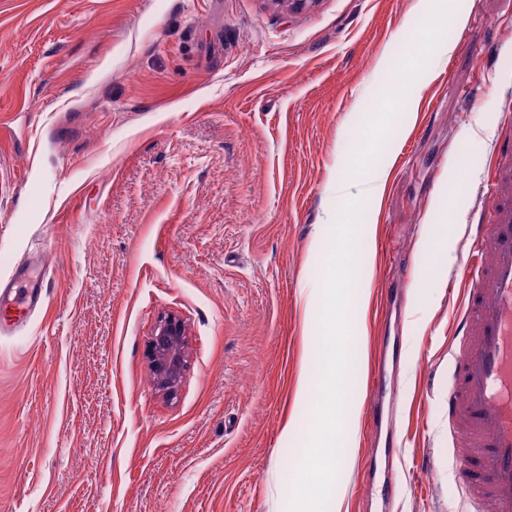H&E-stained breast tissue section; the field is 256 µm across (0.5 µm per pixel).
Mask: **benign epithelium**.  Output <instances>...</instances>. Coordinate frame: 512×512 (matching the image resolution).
Here are the masks:
<instances>
[{
    "instance_id": "7a95c632",
    "label": "benign epithelium",
    "mask_w": 512,
    "mask_h": 512,
    "mask_svg": "<svg viewBox=\"0 0 512 512\" xmlns=\"http://www.w3.org/2000/svg\"><path fill=\"white\" fill-rule=\"evenodd\" d=\"M185 325L174 314L157 318L149 342V367L155 389L164 395L176 393L185 367Z\"/></svg>"
}]
</instances>
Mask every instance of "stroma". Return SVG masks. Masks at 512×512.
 <instances>
[{
    "label": "stroma",
    "instance_id": "obj_1",
    "mask_svg": "<svg viewBox=\"0 0 512 512\" xmlns=\"http://www.w3.org/2000/svg\"><path fill=\"white\" fill-rule=\"evenodd\" d=\"M413 4L0 0V278L31 269L43 296L21 324L0 302V512H288L350 198L370 295L333 492L462 512L448 284L512 137V0ZM164 313L186 328L171 397L148 360Z\"/></svg>",
    "mask_w": 512,
    "mask_h": 512
}]
</instances>
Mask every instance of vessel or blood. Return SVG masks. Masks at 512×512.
<instances>
[{"mask_svg": "<svg viewBox=\"0 0 512 512\" xmlns=\"http://www.w3.org/2000/svg\"><path fill=\"white\" fill-rule=\"evenodd\" d=\"M487 222L469 227L463 289L451 318L448 436L469 512H512V149L486 182Z\"/></svg>", "mask_w": 512, "mask_h": 512, "instance_id": "1", "label": "vessel or blood"}]
</instances>
